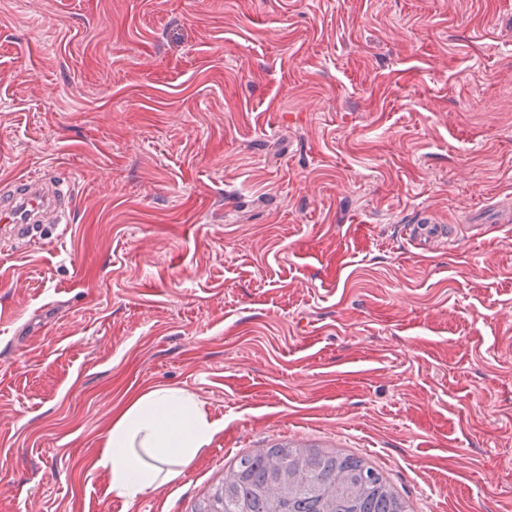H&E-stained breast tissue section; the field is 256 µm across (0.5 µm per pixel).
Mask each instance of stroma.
I'll use <instances>...</instances> for the list:
<instances>
[{"label": "stroma", "mask_w": 512, "mask_h": 512, "mask_svg": "<svg viewBox=\"0 0 512 512\" xmlns=\"http://www.w3.org/2000/svg\"><path fill=\"white\" fill-rule=\"evenodd\" d=\"M44 173L59 230L0 238V512H196L285 442L512 512V0H0V193ZM157 386L224 428L128 504L94 460Z\"/></svg>", "instance_id": "1"}]
</instances>
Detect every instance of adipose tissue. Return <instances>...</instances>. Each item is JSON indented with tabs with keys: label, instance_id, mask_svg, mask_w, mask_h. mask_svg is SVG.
<instances>
[{
	"label": "adipose tissue",
	"instance_id": "ef3b65f1",
	"mask_svg": "<svg viewBox=\"0 0 512 512\" xmlns=\"http://www.w3.org/2000/svg\"><path fill=\"white\" fill-rule=\"evenodd\" d=\"M219 430L191 393L152 388L130 397L118 411L97 464L107 471L111 492L133 502L178 478Z\"/></svg>",
	"mask_w": 512,
	"mask_h": 512
}]
</instances>
